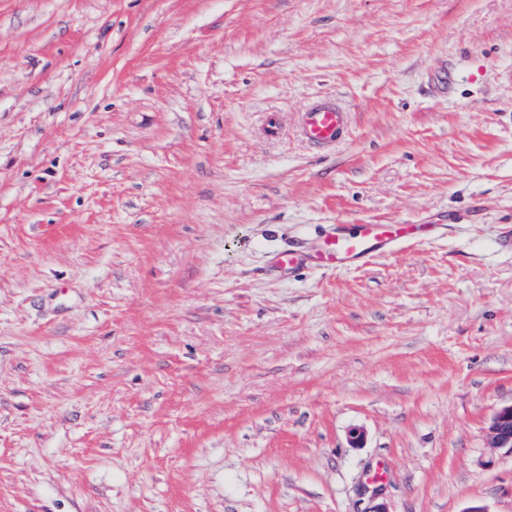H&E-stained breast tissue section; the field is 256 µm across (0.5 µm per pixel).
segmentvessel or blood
Returning a JSON list of instances; mask_svg holds the SVG:
<instances>
[{"label": "vessel or blood", "mask_w": 512, "mask_h": 512, "mask_svg": "<svg viewBox=\"0 0 512 512\" xmlns=\"http://www.w3.org/2000/svg\"><path fill=\"white\" fill-rule=\"evenodd\" d=\"M349 126L348 112L335 102L317 101L301 112V137L316 148L330 147L343 138ZM413 224H361L353 229L336 228L313 255V263L335 268L361 267L378 252L389 250L398 241L414 237Z\"/></svg>", "instance_id": "obj_1"}]
</instances>
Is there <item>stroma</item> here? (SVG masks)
Listing matches in <instances>:
<instances>
[{"mask_svg":"<svg viewBox=\"0 0 512 512\" xmlns=\"http://www.w3.org/2000/svg\"><path fill=\"white\" fill-rule=\"evenodd\" d=\"M510 404L512 0H0V512H512ZM349 126V113L333 101L320 100L301 112L299 132L315 148H328L343 138ZM336 225L309 261L335 268L361 267L378 252L389 250L398 241L415 237L419 224H358L345 230ZM490 434L494 448L512 451V404L500 408L492 418Z\"/></svg>","mask_w":512,"mask_h":512,"instance_id":"35a3bbf8","label":"stroma"}]
</instances>
